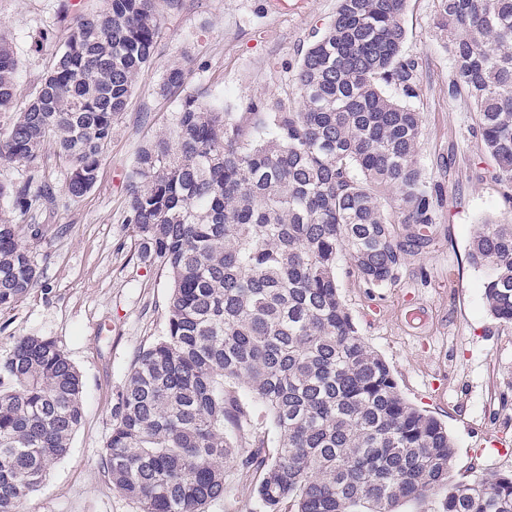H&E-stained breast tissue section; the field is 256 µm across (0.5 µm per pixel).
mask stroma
I'll return each mask as SVG.
<instances>
[{
    "instance_id": "1",
    "label": "stroma",
    "mask_w": 512,
    "mask_h": 512,
    "mask_svg": "<svg viewBox=\"0 0 512 512\" xmlns=\"http://www.w3.org/2000/svg\"><path fill=\"white\" fill-rule=\"evenodd\" d=\"M61 0H0V33L18 59L17 104H26L53 62L35 50L41 28L67 35ZM337 0H180L160 7L157 52L139 75L116 124L95 187L84 197L58 195L53 209L15 223L53 228L34 246L38 283L0 313V353L21 336L52 337L84 383V418L69 453L56 464L24 512H138L107 481L101 459L110 433L112 396L140 349L162 336L171 278L141 258L125 221L126 183L138 147L167 130L178 98L157 88L181 64L185 92L228 112L252 102L298 105L297 63L311 35L336 14ZM437 0H406L399 18L402 51L420 65L411 105L424 130L421 163L440 188L433 241L406 256L397 278L367 288L339 254L336 277L362 340L389 364L403 397L444 423L455 445L453 479L512 473V327L490 317L484 270L467 260L479 225L512 222V199L492 176L476 114L465 96L449 97L454 69L448 38L438 27Z\"/></svg>"
}]
</instances>
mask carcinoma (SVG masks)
Returning a JSON list of instances; mask_svg holds the SVG:
<instances>
[{"label": "carcinoma", "instance_id": "1", "mask_svg": "<svg viewBox=\"0 0 512 512\" xmlns=\"http://www.w3.org/2000/svg\"><path fill=\"white\" fill-rule=\"evenodd\" d=\"M295 73L298 110L224 112L195 94L136 151L126 223L139 255L171 274L165 331L113 394L104 476L139 512H205L225 467L258 475L250 512H512V474L451 477L454 443L407 402L361 339L336 278L339 253L369 288L393 282L431 242L437 194L421 167L419 63L402 53L405 0H337ZM481 143L512 185V0H438ZM67 40L15 110L18 63L0 34V113L17 112L0 161L26 177L0 199L30 213L57 202L42 173L53 143L67 196L95 186L112 131L153 60L156 0H104L69 17ZM170 66L159 94L183 89ZM50 228L0 208V312L37 284L32 247ZM487 270L491 316L512 325V224L486 222L468 252ZM80 372L48 336L0 355V512H21L83 419ZM265 426L243 446L232 434Z\"/></svg>", "mask_w": 512, "mask_h": 512}]
</instances>
